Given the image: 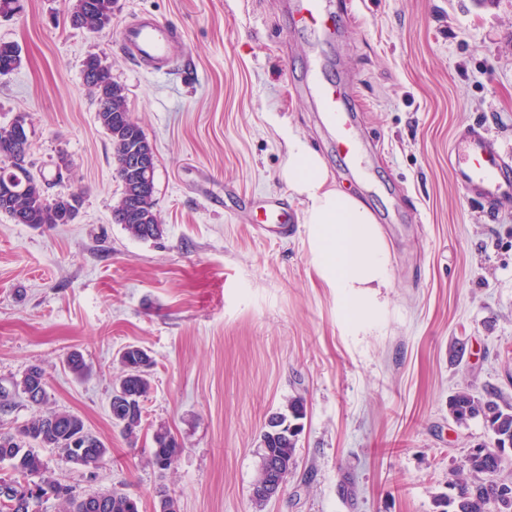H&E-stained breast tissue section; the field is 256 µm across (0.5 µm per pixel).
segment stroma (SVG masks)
Returning <instances> with one entry per match:
<instances>
[{
	"mask_svg": "<svg viewBox=\"0 0 512 512\" xmlns=\"http://www.w3.org/2000/svg\"><path fill=\"white\" fill-rule=\"evenodd\" d=\"M23 4L0 17L22 58L0 77V127L24 116L32 171L84 202L50 228L0 214V432L35 415L18 385L38 366L42 409L81 416L111 450L91 474L41 449L76 495L120 486L140 512H156L162 488L180 512H440L449 472L493 443L481 420L449 418V398L467 387L512 404V204L489 212L448 165L471 127L512 162V0H333L342 35L323 74L350 86L365 180L301 90L316 34L295 27L288 0H117L95 34L70 26L72 0ZM145 14L184 38L171 74L125 52L120 30ZM92 53L153 146L159 238L112 220L122 185L82 77ZM285 128L387 237L389 315L375 334L343 335L336 293L313 274L304 206L282 178ZM269 200L287 202L288 234L263 225ZM129 345L153 358L134 441L109 413ZM73 353L84 377L65 366ZM297 393L295 467L256 510L260 436ZM162 426L183 446L165 471L149 461Z\"/></svg>",
	"mask_w": 512,
	"mask_h": 512,
	"instance_id": "35a3bbf8",
	"label": "stroma"
}]
</instances>
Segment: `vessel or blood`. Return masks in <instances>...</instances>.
Listing matches in <instances>:
<instances>
[{"instance_id": "vessel-or-blood-1", "label": "vessel or blood", "mask_w": 512, "mask_h": 512, "mask_svg": "<svg viewBox=\"0 0 512 512\" xmlns=\"http://www.w3.org/2000/svg\"><path fill=\"white\" fill-rule=\"evenodd\" d=\"M291 12L301 28L331 33L333 16L328 0H292ZM126 53L136 65L154 71L173 70L182 54L180 39L163 21L148 18L128 23L123 28ZM304 88L336 135V150L349 173L362 175L360 158L367 147L354 131V117L345 106L343 84L309 72ZM449 163L459 185L497 208L512 202V163L508 162L489 138L485 129L472 128L458 135L449 154Z\"/></svg>"}]
</instances>
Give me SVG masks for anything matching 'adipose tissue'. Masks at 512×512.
<instances>
[{
  "instance_id": "adipose-tissue-1",
  "label": "adipose tissue",
  "mask_w": 512,
  "mask_h": 512,
  "mask_svg": "<svg viewBox=\"0 0 512 512\" xmlns=\"http://www.w3.org/2000/svg\"><path fill=\"white\" fill-rule=\"evenodd\" d=\"M282 177L304 206L305 243L318 280L336 291L344 335L384 327L392 286V254L371 210L330 183L325 163L306 141L287 134Z\"/></svg>"
}]
</instances>
